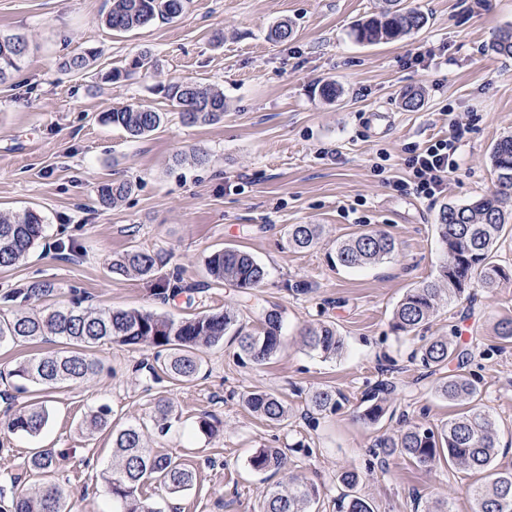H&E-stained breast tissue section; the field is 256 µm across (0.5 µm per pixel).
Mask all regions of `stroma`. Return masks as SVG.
I'll list each match as a JSON object with an SVG mask.
<instances>
[{"label":"stroma","instance_id":"35a3bbf8","mask_svg":"<svg viewBox=\"0 0 512 512\" xmlns=\"http://www.w3.org/2000/svg\"><path fill=\"white\" fill-rule=\"evenodd\" d=\"M428 17L424 28L401 40L366 45L350 31L380 12L386 0H191L171 22L156 21L117 35L103 19L112 0H0V33L25 34L31 51L15 78L0 84V210H32L44 232L21 264L0 268V292L32 280L55 285L47 304H66L80 289L92 307L137 308L176 319L233 308L242 332L258 331L262 311L283 316V348L261 365L241 364L237 344L204 350L198 377L155 384L137 370L153 361L150 347L106 343L94 354L104 365L84 382L49 392L14 394L0 380V421L24 404L39 402L50 421L37 437L0 434V477L19 475V490L34 491L40 477L26 472L32 449L58 454L56 478L71 512H115L101 473L112 439L82 433L98 405L109 404L117 424L149 423L156 402L174 406L169 432H151L149 446L182 456L195 468L194 486L171 497L148 488L150 503L171 500L178 512H260L272 481L298 475L320 489L317 512H337L339 473L359 471L357 493L373 512H471L469 488L479 477L447 460L423 467L372 454L377 438L397 436L404 422L438 426L459 413L438 395L417 353L433 336L477 341L467 370L478 380L480 406L496 420V463L512 468V344L498 323L512 318V282L440 301L429 323L412 332L393 327V312L409 288L435 278L448 255L436 224L440 208L487 195L493 186L491 152L512 136V57L490 45L512 26V0H414ZM286 20L288 41L268 32ZM154 66L145 75L112 82L140 52ZM93 54L86 75L62 71V62ZM187 78L224 91L222 121L183 124L160 92ZM339 95L322 96L324 82ZM422 94L420 108L404 107L406 93ZM129 104L168 115L150 134L132 138L101 122L102 113ZM463 130L461 166L444 192L424 199L394 190L408 179L407 159L429 141L449 136V118ZM387 153L384 173L373 168ZM206 155L197 163L195 154ZM132 182L116 207L98 201L103 185ZM294 224H319L311 248L289 247ZM380 230L396 241L392 258L358 269L334 265L336 243ZM238 246L265 264V283L243 301L228 284L213 282L207 258ZM158 253L162 275L195 285L192 302L162 300L151 282L111 272L113 256L132 248ZM311 289L297 295L290 281ZM330 322L344 341L333 359L310 354L306 328ZM396 383L386 415L360 420L361 398L378 381ZM330 387L345 400L335 415L310 428L304 418L311 394ZM261 390L284 397L282 422L256 418L242 396ZM220 423L215 435L198 429L201 418ZM262 448L287 451L275 479L250 470Z\"/></svg>","mask_w":512,"mask_h":512}]
</instances>
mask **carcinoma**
Here are the masks:
<instances>
[{
    "label": "carcinoma",
    "instance_id": "cac0c4a2",
    "mask_svg": "<svg viewBox=\"0 0 512 512\" xmlns=\"http://www.w3.org/2000/svg\"><path fill=\"white\" fill-rule=\"evenodd\" d=\"M390 7L377 15L359 21L352 27L357 42L379 44L400 40L420 30L427 23L426 15L415 7L402 6V0H388ZM189 0H112L105 23L117 33H126L156 20L172 21L187 9ZM491 50L512 56V27L499 31ZM29 51V40L23 34H0V81L7 80ZM152 67L151 57L142 53L122 68L112 69V81L126 80L132 74ZM161 92L187 125L207 124L221 120L227 109L224 91L204 88L187 79H174L161 85ZM167 118L141 106L126 105L105 113L104 121L123 129L132 137L145 136L158 129ZM491 163L496 174L495 190L464 204L444 205L438 215L439 240L448 252V263L437 278L409 289L393 313V327L413 331L426 323L436 312L442 297L450 299L465 293L472 283L484 288H496L512 280V266L495 259L500 240L512 224V137L497 142ZM132 191L129 182H114L100 190V202L114 206ZM44 225L33 212L23 215L0 212V267H11L25 260L42 238ZM320 236L318 224H294L288 231V245L297 249L313 246ZM396 250L393 237L380 231H363L339 243L336 264L357 267L380 262ZM161 260L144 249L127 250L112 259V273L138 276L156 281L163 296L190 293L191 285H179L158 277ZM208 273L217 283H229L243 293L258 288L267 272L250 253L224 247L207 259ZM55 290L48 280H34L23 288L0 293V303L12 304L10 315H0V345L33 342L48 335L63 340L65 350L18 361L9 372L16 380L15 390L24 393L30 388L50 390L64 384L82 382L102 369L101 361L92 349L105 343L124 346L148 345L155 349L156 358L142 366V377L158 383L162 377L176 382H188L201 368L199 352L218 346L224 335L237 322L231 310L210 312L175 320L169 316L136 308H93L81 305L80 299L67 307L45 308L28 312L32 300L49 297ZM262 329L256 334L237 335L240 360L262 364L275 356L282 344V315L277 310L262 313ZM302 343L309 351L324 359L338 355L344 342L336 327L327 322L305 330ZM469 355L468 346L460 345L453 336H433L419 351L421 363L437 378V391L451 402L478 400L481 390L470 373L463 372ZM396 386L381 381L365 391L361 401V419L376 424L386 413L388 396ZM246 408L270 422H281L288 416L283 399L265 391H249L243 395ZM310 412L319 415L335 413L341 406V395L331 388L315 391L309 399ZM49 413L39 403L16 410L4 422L10 434L37 436L46 426ZM172 406L161 399L156 404L154 425L158 432L170 428ZM495 419L486 411L471 412L448 422L428 427L407 423L397 438H380L373 454L389 457L395 454L408 458L418 466H429L440 456L474 472L490 473L491 481L469 491L472 512H512V469L497 468L498 456ZM81 427L94 434L105 431L112 438V461L102 473L118 512H162L142 498L143 489L155 484L170 494L190 489L196 479L194 468L178 458L154 451L145 442V425L133 423L113 425L112 408L98 406L82 421ZM256 473L280 472L285 466V453L280 448H262L248 462ZM57 455L50 449H38L27 461V468L44 476L33 496H3L0 486V512H70L65 492L53 476ZM344 488L340 496L341 512H373L370 504L356 494L360 474L346 470L337 476ZM318 502L315 484L294 476L278 482L264 497L262 512H314Z\"/></svg>",
    "mask_w": 512,
    "mask_h": 512
}]
</instances>
